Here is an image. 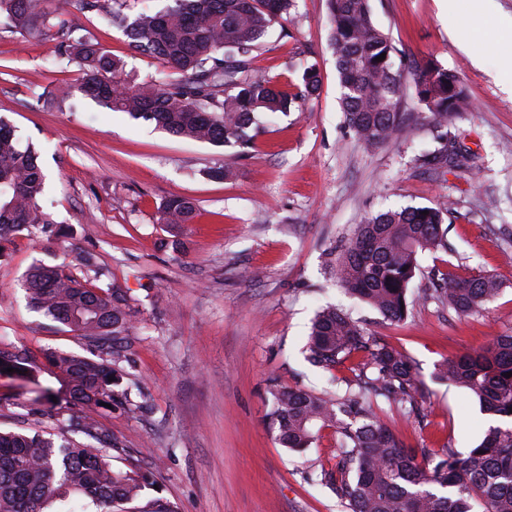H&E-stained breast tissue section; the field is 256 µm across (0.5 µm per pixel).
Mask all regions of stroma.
<instances>
[{
  "label": "stroma",
  "mask_w": 512,
  "mask_h": 512,
  "mask_svg": "<svg viewBox=\"0 0 512 512\" xmlns=\"http://www.w3.org/2000/svg\"><path fill=\"white\" fill-rule=\"evenodd\" d=\"M80 0H49L107 53L129 79L161 76L158 61L135 54L125 33ZM374 20L397 53L436 60L457 72L470 97L449 131L469 147L472 169L421 167L434 149L426 121L388 145L367 147L340 110L336 55L326 0H296L257 52L258 71L295 91L307 67L321 74L317 97L267 118L249 152L170 135L74 94L77 66L60 64L55 38L0 27V118L21 143L33 144L47 176L43 206L65 235L16 236L0 258V340L33 352L55 347L85 354L84 340L33 311L20 283L35 261L69 262L90 255L108 269L104 287L130 289L143 328L133 345L132 401L151 396L140 414L92 409L129 456L149 469L176 512H343L317 482L311 464L332 463L333 430L299 455L281 447L268 416L270 383L325 393L330 385L309 366L303 348L316 312L333 305L373 338L408 355L429 393L417 421L382 408L380 419L405 444L465 456L493 423L463 389L439 384L437 364L512 333V0H371ZM454 9L455 30L443 16ZM231 162L228 180L211 169ZM193 201L188 254L160 251L163 202ZM446 209L448 249L423 253L406 321H384L335 286L331 251L364 217L385 209ZM464 278L482 273L502 289L479 312L459 315L428 292L431 272ZM49 374L32 383L0 374V429L55 432L59 416L41 399Z\"/></svg>",
  "instance_id": "35a3bbf8"
}]
</instances>
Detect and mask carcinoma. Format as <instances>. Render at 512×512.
<instances>
[{
	"mask_svg": "<svg viewBox=\"0 0 512 512\" xmlns=\"http://www.w3.org/2000/svg\"><path fill=\"white\" fill-rule=\"evenodd\" d=\"M44 0H0V26L29 36L54 32L61 58L82 71L78 92L114 111L125 112L179 137L192 138L242 155L264 131L263 118L287 114L298 99L318 94L314 67L301 75L299 93L277 89L254 66L270 29L288 19L294 0H171L156 13L125 12L126 0H112L104 20L123 30L135 53L166 68L158 83L134 84L124 63L103 53L66 15L47 11ZM328 21L336 53L340 104L348 127L368 146L380 147L424 119L437 131V147L421 155L422 165L469 168L458 141L448 142V125L469 106L459 77L437 61L394 59L389 36L375 23L370 0H328ZM385 55L382 61L376 57ZM423 113L402 112L404 80ZM45 176L35 151L20 146L14 127L0 118V257L20 233L36 237L52 219L40 205ZM161 220L164 246L186 251L183 231L193 223L195 205L168 199ZM437 207L387 210L357 225L333 260L332 273L347 293L400 323L410 312L409 287L419 255L448 248ZM78 269V276L73 270ZM108 273L88 255L68 265L34 263L21 287L31 309L85 341L86 354L48 349L34 355L26 346L0 345V368H14L30 381L49 370L58 387L41 388L60 406L61 432H0V512H51L70 495L83 496L95 512H175L162 497H143L152 473L139 465L116 468L122 441L86 413L100 404L148 410L118 390L135 367L131 342L139 336L133 298L127 288L105 290ZM433 290L462 315L493 300L500 283L476 274H440ZM358 356V381L344 394L274 385L269 416L278 443L303 453L324 429L335 430L336 463L319 465L321 482L331 486L345 512H512V334L439 364L437 378L462 388L480 409L497 417L463 459L448 448L430 454L410 448L374 411L385 402L419 412L422 382L410 358L367 335L350 314L334 306L312 320L306 356L327 373Z\"/></svg>",
	"mask_w": 512,
	"mask_h": 512,
	"instance_id": "obj_1",
	"label": "carcinoma"
}]
</instances>
